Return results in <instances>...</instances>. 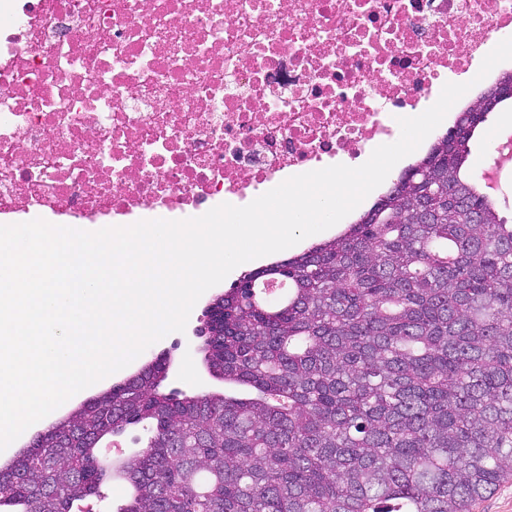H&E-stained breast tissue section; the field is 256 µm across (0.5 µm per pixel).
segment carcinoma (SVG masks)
I'll use <instances>...</instances> for the list:
<instances>
[{
  "mask_svg": "<svg viewBox=\"0 0 512 512\" xmlns=\"http://www.w3.org/2000/svg\"><path fill=\"white\" fill-rule=\"evenodd\" d=\"M505 83L334 237L212 300L207 369L253 394L166 392L157 356L1 469L0 512H73L114 477L116 512H472L512 477V224L463 173ZM269 281L288 298L257 301ZM147 423L128 428L120 435H112L101 441L98 445V454L103 460L125 457L138 451L148 436Z\"/></svg>",
  "mask_w": 512,
  "mask_h": 512,
  "instance_id": "1",
  "label": "carcinoma"
}]
</instances>
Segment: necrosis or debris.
Masks as SVG:
<instances>
[{
    "label": "necrosis or debris",
    "instance_id": "necrosis-or-debris-1",
    "mask_svg": "<svg viewBox=\"0 0 512 512\" xmlns=\"http://www.w3.org/2000/svg\"><path fill=\"white\" fill-rule=\"evenodd\" d=\"M512 0H0V215H174L400 136Z\"/></svg>",
    "mask_w": 512,
    "mask_h": 512
}]
</instances>
